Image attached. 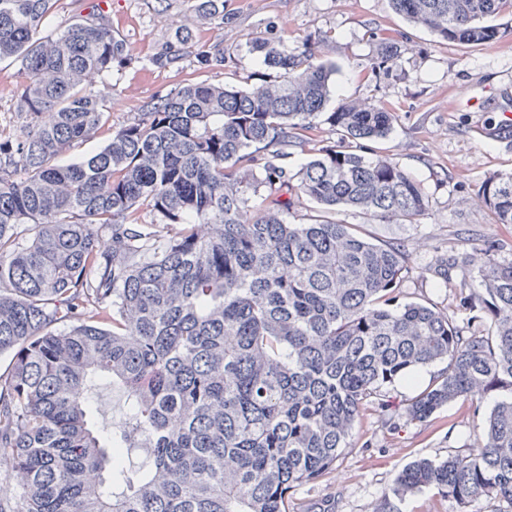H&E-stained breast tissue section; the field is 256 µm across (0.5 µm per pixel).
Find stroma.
I'll list each match as a JSON object with an SVG mask.
<instances>
[{
    "instance_id": "stroma-1",
    "label": "stroma",
    "mask_w": 512,
    "mask_h": 512,
    "mask_svg": "<svg viewBox=\"0 0 512 512\" xmlns=\"http://www.w3.org/2000/svg\"><path fill=\"white\" fill-rule=\"evenodd\" d=\"M198 0H57L41 29L51 35L76 16L104 14L126 43L130 62L112 74L92 76L87 92L103 100L109 123L120 126L159 96L193 82L248 87L275 80L253 40L268 38L288 48L316 44L318 58L335 63L334 101L388 104L394 114L391 133L372 142L373 153L392 158L419 182L428 197L426 214L414 224L366 220L354 210L337 220L363 225L374 243L405 249L403 301L427 302L452 319L463 333L481 325L478 309L459 299L480 293L478 268L488 256L512 260V225L495 223L479 189L492 175L512 173V134L500 130L512 111V14L495 19L504 44L439 40L413 26L390 8L388 0H224V18L198 23ZM400 36L401 51L385 74L365 76L376 55V36ZM223 45V67L200 64L197 54ZM178 46L173 63L153 65L165 47ZM19 65L0 61V133L21 136L26 118L20 111ZM454 259L450 280L434 268L440 257ZM441 369H419L413 383L388 388L390 407L369 404L354 429L355 447L345 449L316 482L291 496L290 512H374L396 473L410 461L468 453L484 441L492 397L457 400L428 422L408 421L404 402ZM96 420L107 431L119 430L129 407L120 387L102 382L89 399Z\"/></svg>"
}]
</instances>
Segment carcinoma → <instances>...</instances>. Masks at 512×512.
I'll use <instances>...</instances> for the list:
<instances>
[{
	"mask_svg": "<svg viewBox=\"0 0 512 512\" xmlns=\"http://www.w3.org/2000/svg\"><path fill=\"white\" fill-rule=\"evenodd\" d=\"M55 0H0V59L20 65L19 138L0 136V457L17 490L0 512H289L350 446L366 406L446 360L407 400L423 423L444 405L495 395L485 443L405 467L376 512L434 487L456 512L512 507V261L479 270L484 328L401 302L405 251L333 218L414 224L429 201L392 159L361 154L386 138L384 103L343 101L340 141L297 172L281 160L327 108L333 66L305 43L252 50L278 80L241 89L185 84L112 128L97 153L55 159L100 133L106 108L83 81L128 62L102 16L36 34ZM443 41L495 44L490 19L512 0H389ZM367 73L388 70L378 36ZM224 66V46L199 54ZM512 224V174L481 186ZM309 200L314 219L288 223ZM122 386L125 429L103 435L81 400L99 377Z\"/></svg>",
	"mask_w": 512,
	"mask_h": 512,
	"instance_id": "1",
	"label": "carcinoma"
}]
</instances>
